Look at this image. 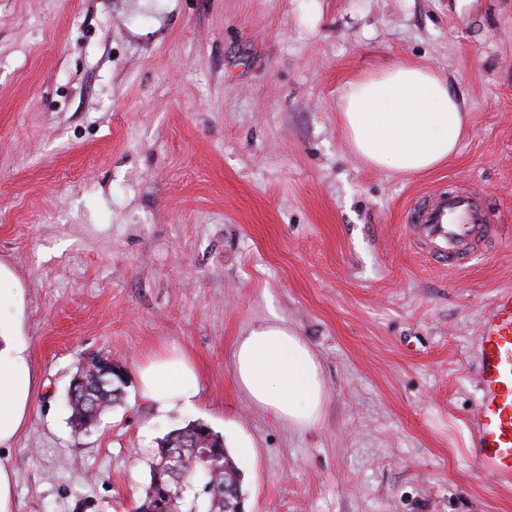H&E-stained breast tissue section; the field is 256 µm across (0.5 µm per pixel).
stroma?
<instances>
[{
  "label": "stroma",
  "mask_w": 512,
  "mask_h": 512,
  "mask_svg": "<svg viewBox=\"0 0 512 512\" xmlns=\"http://www.w3.org/2000/svg\"><path fill=\"white\" fill-rule=\"evenodd\" d=\"M399 64L467 113L454 158L411 176L366 166L341 116L349 82ZM459 184L512 225V0H0V263L38 382L0 445L12 512H134L158 439L192 421L234 452L245 512H512L468 427L512 238L457 271L404 220ZM274 317L321 363L305 431L234 380L237 340ZM172 349L200 394L161 413L136 369ZM99 352L124 394L76 434L64 396Z\"/></svg>",
  "instance_id": "1"
}]
</instances>
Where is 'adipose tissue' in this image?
Masks as SVG:
<instances>
[{"label": "adipose tissue", "instance_id": "1", "mask_svg": "<svg viewBox=\"0 0 512 512\" xmlns=\"http://www.w3.org/2000/svg\"><path fill=\"white\" fill-rule=\"evenodd\" d=\"M341 115L357 157L369 166L406 174L432 170L454 157L466 124L446 79L407 65L349 83ZM23 316L16 277L0 264V444L21 432L35 393ZM233 367L250 401L288 427L303 431L320 422L327 399L320 363L284 321L258 324L241 336ZM137 377L159 411L197 403L200 369L186 353L157 354L139 365Z\"/></svg>", "mask_w": 512, "mask_h": 512}]
</instances>
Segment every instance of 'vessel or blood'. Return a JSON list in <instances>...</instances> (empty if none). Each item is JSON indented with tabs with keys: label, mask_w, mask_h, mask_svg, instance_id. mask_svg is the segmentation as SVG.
<instances>
[{
	"label": "vessel or blood",
	"mask_w": 512,
	"mask_h": 512,
	"mask_svg": "<svg viewBox=\"0 0 512 512\" xmlns=\"http://www.w3.org/2000/svg\"><path fill=\"white\" fill-rule=\"evenodd\" d=\"M411 240L437 263L467 268L475 253L498 238L501 226L475 189L446 187L423 194L407 214ZM479 398L468 425L479 462L512 479V289H499L480 317L477 336Z\"/></svg>",
	"instance_id": "obj_1"
}]
</instances>
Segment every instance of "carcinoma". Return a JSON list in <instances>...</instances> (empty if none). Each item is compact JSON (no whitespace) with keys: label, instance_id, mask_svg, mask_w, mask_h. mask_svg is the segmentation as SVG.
Here are the masks:
<instances>
[{"label":"carcinoma","instance_id":"cac0c4a2","mask_svg":"<svg viewBox=\"0 0 512 512\" xmlns=\"http://www.w3.org/2000/svg\"><path fill=\"white\" fill-rule=\"evenodd\" d=\"M82 382L75 393H67L66 403L70 409L73 429L80 430L96 423L107 409L121 399L124 377L104 375L96 372L93 363L80 367ZM203 424L189 423L182 428L170 431L158 443L157 453L151 465V476H156V466L161 464L167 449L183 450L181 467L174 474L162 477L174 490L187 498L195 484H212L218 495H210L200 501L192 495L189 512H224V489H242L241 475L224 444L215 440L203 439L196 432ZM211 452V460L201 461L205 451Z\"/></svg>","mask_w":512,"mask_h":512}]
</instances>
